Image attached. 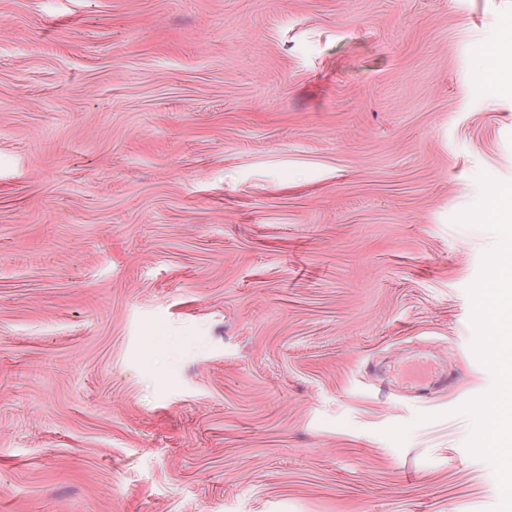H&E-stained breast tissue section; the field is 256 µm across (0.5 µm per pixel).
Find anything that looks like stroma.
I'll return each mask as SVG.
<instances>
[{
    "instance_id": "35a3bbf8",
    "label": "stroma",
    "mask_w": 512,
    "mask_h": 512,
    "mask_svg": "<svg viewBox=\"0 0 512 512\" xmlns=\"http://www.w3.org/2000/svg\"><path fill=\"white\" fill-rule=\"evenodd\" d=\"M512 0H0V512H492L455 222ZM432 352L420 395L394 375Z\"/></svg>"
}]
</instances>
